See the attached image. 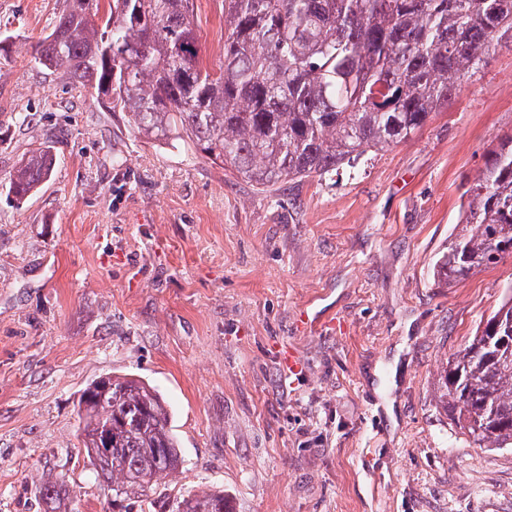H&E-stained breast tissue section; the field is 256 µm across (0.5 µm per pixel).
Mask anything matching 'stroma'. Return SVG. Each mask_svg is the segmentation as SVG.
Here are the masks:
<instances>
[{
	"label": "stroma",
	"instance_id": "stroma-1",
	"mask_svg": "<svg viewBox=\"0 0 512 512\" xmlns=\"http://www.w3.org/2000/svg\"><path fill=\"white\" fill-rule=\"evenodd\" d=\"M218 68L224 0H192ZM71 0H0V512H102L75 402L106 374L154 385L184 459L157 491L232 512H512V449L472 444L439 374L512 284V257L449 287L433 263L488 151L512 135V49H489L447 110L326 177L256 190L190 141L130 133L36 44ZM56 133L52 179L7 178ZM304 361L288 376L279 356ZM35 497L46 505V512H69L66 500L70 495L68 480L62 472H49L35 487Z\"/></svg>",
	"mask_w": 512,
	"mask_h": 512
}]
</instances>
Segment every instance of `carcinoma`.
Returning a JSON list of instances; mask_svg holds the SVG:
<instances>
[{
	"label": "carcinoma",
	"instance_id": "obj_1",
	"mask_svg": "<svg viewBox=\"0 0 512 512\" xmlns=\"http://www.w3.org/2000/svg\"><path fill=\"white\" fill-rule=\"evenodd\" d=\"M73 0L35 48L40 66L92 89L138 135L184 136L259 189L325 176L408 139L448 108L493 46L512 47V0H226L224 58L203 64L190 0ZM115 42L129 61L107 50ZM56 167L44 143L20 160L8 192L23 202ZM460 224L433 267L450 286L512 257V137L464 192ZM439 407L480 448L512 447V293L448 360ZM86 458L103 512H230L222 491L152 498L183 464L168 406L133 375L100 377L78 402ZM112 448L100 451V425ZM46 512H69L66 475L35 487Z\"/></svg>",
	"mask_w": 512,
	"mask_h": 512
}]
</instances>
